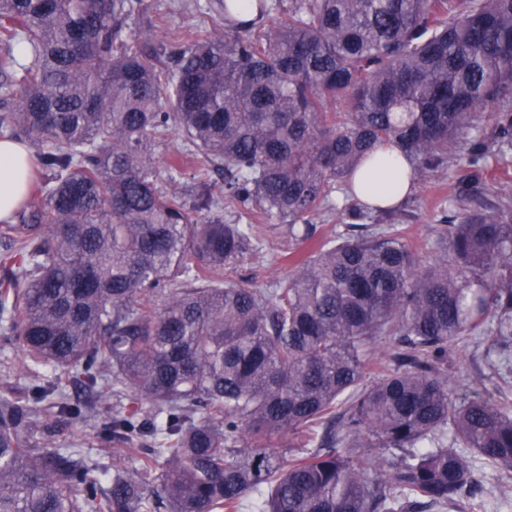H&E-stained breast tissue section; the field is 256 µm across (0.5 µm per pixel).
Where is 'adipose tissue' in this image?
Returning <instances> with one entry per match:
<instances>
[{
    "label": "adipose tissue",
    "instance_id": "adipose-tissue-1",
    "mask_svg": "<svg viewBox=\"0 0 512 512\" xmlns=\"http://www.w3.org/2000/svg\"><path fill=\"white\" fill-rule=\"evenodd\" d=\"M380 163L393 178L386 185L385 196H378L373 186L374 169L364 166L353 173L346 187L351 200L371 206L397 205L414 189L406 158L395 149H383ZM33 159L26 147L16 141L0 140V221L12 220L26 197L27 181Z\"/></svg>",
    "mask_w": 512,
    "mask_h": 512
}]
</instances>
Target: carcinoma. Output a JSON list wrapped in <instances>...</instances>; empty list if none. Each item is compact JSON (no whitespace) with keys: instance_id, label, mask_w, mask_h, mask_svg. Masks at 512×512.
I'll return each instance as SVG.
<instances>
[{"instance_id":"1","label":"carcinoma","mask_w":512,"mask_h":512,"mask_svg":"<svg viewBox=\"0 0 512 512\" xmlns=\"http://www.w3.org/2000/svg\"><path fill=\"white\" fill-rule=\"evenodd\" d=\"M148 9L0 0V138L38 162L0 225V332L32 376L0 394V512H508L512 403L493 380L454 396L448 362L470 340L512 373V219L460 196L433 260L391 226L319 240L313 220L385 146L413 178L512 147V121L472 135L512 97V0H206L167 44ZM172 129L202 165L174 157L168 190ZM226 206L287 226L286 277L224 279L262 245ZM66 418L107 461L56 444ZM182 147V138L179 134L170 130L166 140L163 143H160L155 148V167L160 171L161 184L167 187V184L164 182V178H166L165 167L170 156L177 152L178 149Z\"/></svg>"}]
</instances>
